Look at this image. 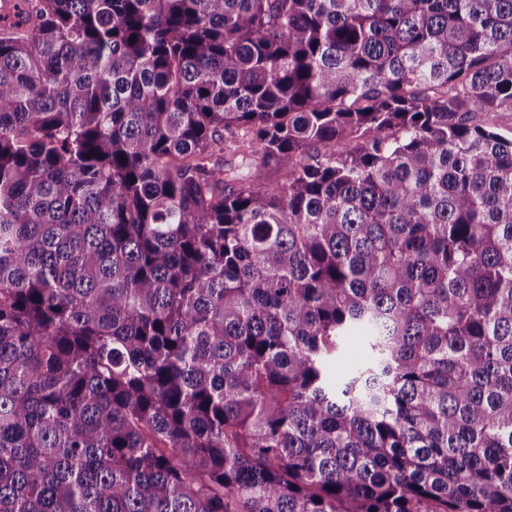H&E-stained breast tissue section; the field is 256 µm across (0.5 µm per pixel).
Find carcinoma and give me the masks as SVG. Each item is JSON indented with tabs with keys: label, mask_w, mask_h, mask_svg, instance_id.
Returning a JSON list of instances; mask_svg holds the SVG:
<instances>
[{
	"label": "carcinoma",
	"mask_w": 512,
	"mask_h": 512,
	"mask_svg": "<svg viewBox=\"0 0 512 512\" xmlns=\"http://www.w3.org/2000/svg\"><path fill=\"white\" fill-rule=\"evenodd\" d=\"M14 9L0 512H512V0Z\"/></svg>",
	"instance_id": "cac0c4a2"
}]
</instances>
